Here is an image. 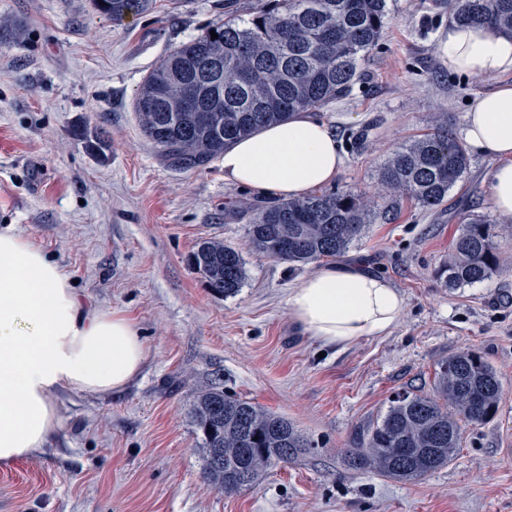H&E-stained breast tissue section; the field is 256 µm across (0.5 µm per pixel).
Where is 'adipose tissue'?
Segmentation results:
<instances>
[{"label":"adipose tissue","mask_w":512,"mask_h":512,"mask_svg":"<svg viewBox=\"0 0 512 512\" xmlns=\"http://www.w3.org/2000/svg\"><path fill=\"white\" fill-rule=\"evenodd\" d=\"M449 71L497 79L512 73V35L488 25L450 24L441 39ZM464 140L493 157L489 200L512 217V85L472 101ZM220 162L227 182L276 198L332 183L344 159L326 122L307 112L240 137ZM304 332L325 346L388 334L402 295L364 263L326 264L288 295ZM147 357L137 326L96 306L59 265L11 230H0V464L42 450L61 428L58 389L108 394L140 372Z\"/></svg>","instance_id":"1"}]
</instances>
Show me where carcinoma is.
<instances>
[{
	"instance_id": "carcinoma-1",
	"label": "carcinoma",
	"mask_w": 512,
	"mask_h": 512,
	"mask_svg": "<svg viewBox=\"0 0 512 512\" xmlns=\"http://www.w3.org/2000/svg\"><path fill=\"white\" fill-rule=\"evenodd\" d=\"M94 5L119 24L152 12L155 0ZM448 8L458 23L489 24L512 34V0H448ZM388 21L387 0H268L246 18L230 9L224 20L170 50L143 78L134 100L143 133L168 164L200 168L249 132L343 97ZM468 168L448 125L438 123L396 150L381 179L391 196L406 195L434 209ZM371 216L369 199L325 190L256 210L249 241L269 258L308 264L344 253ZM495 237V225L481 219L462 225L438 272L444 285L489 280L504 265ZM190 261L219 295L238 293L245 280L242 254L222 240L199 241ZM500 396V377L485 356L454 353L438 363L433 393L393 398L362 446L349 451V464L399 482L422 480L451 461L462 426L497 413ZM193 421L202 437L205 474L226 493L253 487L269 470L312 449L290 421L218 386L198 394Z\"/></svg>"
}]
</instances>
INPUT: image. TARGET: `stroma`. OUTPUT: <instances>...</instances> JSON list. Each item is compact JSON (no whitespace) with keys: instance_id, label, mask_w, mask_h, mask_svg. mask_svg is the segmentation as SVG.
Wrapping results in <instances>:
<instances>
[{"instance_id":"stroma-1","label":"stroma","mask_w":512,"mask_h":512,"mask_svg":"<svg viewBox=\"0 0 512 512\" xmlns=\"http://www.w3.org/2000/svg\"><path fill=\"white\" fill-rule=\"evenodd\" d=\"M265 0H157L122 24L92 0H0V229L30 240L102 309L138 326L140 374L107 395L56 393L63 426L47 448L0 466V512H512V219L489 201L495 162L469 153L463 181L436 210L381 188L389 156L447 116L461 132L468 101L494 82L449 72L440 39L448 0H391L384 38L350 92L318 112L345 159L336 189L377 204L342 255L386 276L405 310L385 336L323 346L292 318L288 294L312 264L255 252L248 208L267 205L225 182L219 161L182 171L144 136L133 101L179 44ZM103 137L104 153L88 149ZM497 226L503 267L448 288L436 273L461 224ZM237 248L247 277L219 296L189 261L203 239ZM483 353L502 383L497 415L462 431L452 461L402 483L354 470L348 450L393 395L431 392L442 359ZM216 384L291 421L312 455L227 494L204 473L191 418Z\"/></svg>"}]
</instances>
